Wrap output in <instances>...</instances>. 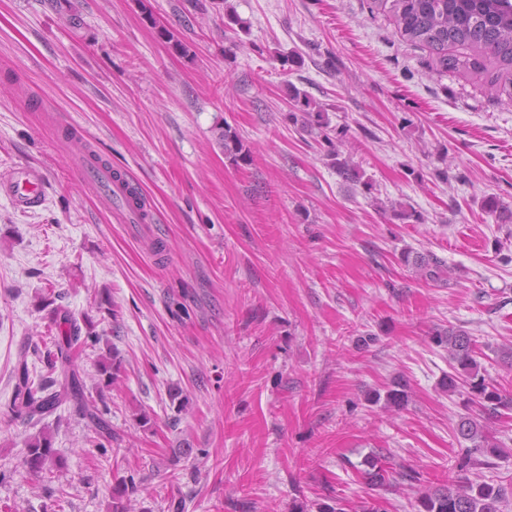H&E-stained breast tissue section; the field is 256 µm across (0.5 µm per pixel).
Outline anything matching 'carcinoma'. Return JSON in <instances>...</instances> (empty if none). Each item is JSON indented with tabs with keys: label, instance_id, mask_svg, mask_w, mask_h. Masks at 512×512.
Instances as JSON below:
<instances>
[{
	"label": "carcinoma",
	"instance_id": "cac0c4a2",
	"mask_svg": "<svg viewBox=\"0 0 512 512\" xmlns=\"http://www.w3.org/2000/svg\"><path fill=\"white\" fill-rule=\"evenodd\" d=\"M373 10L388 15L394 22L400 37L407 43L428 52L430 70L438 74L451 72L457 75L486 77L496 95L512 99V0H372ZM290 110L288 120L301 124L302 128L316 135L327 147L330 166L345 181L362 186L367 193L373 189L370 179L364 178L360 168L341 158L338 142L344 132L331 126L329 113L308 95L295 87L288 90ZM219 140L224 154L232 163H248L247 149L235 130L224 126ZM482 210L495 217L501 224H512V206L496 196L486 197ZM392 217L402 224H421L423 215L410 205H398L392 209ZM403 262L412 265L420 280L426 283L444 281L448 266L435 254L410 256L402 254ZM96 324L89 318L84 325L77 319H66V329L58 337L56 350L43 355L47 368L70 361L71 350L86 342L99 340ZM434 341L448 348L451 373L448 374V391L466 392L467 403L479 406V411L467 409L456 424V435L467 442L463 467L491 468L493 457L502 454L500 446L491 439L484 416H492L501 409H512V396L503 394L486 376V370L477 360L473 339L464 330H440ZM97 373L104 384L110 386L117 380L118 367L113 359L103 355L96 363ZM10 403L13 413L27 420L40 421L51 414L61 403V394L72 398L83 418L91 421L96 429L107 430L103 412L94 399L85 395L83 380L72 376L63 393L52 390L55 380L30 377L26 364H21ZM408 394L406 385L394 383L385 394H376L375 400H384L386 408H400ZM60 465L51 437L47 433L28 441L22 453L21 465L36 477L46 471L49 463ZM374 455L365 459V474L378 486L386 482L387 470ZM508 502V488L503 485L473 483L458 478L448 480V485L422 491L418 495V512H504Z\"/></svg>",
	"mask_w": 512,
	"mask_h": 512
}]
</instances>
